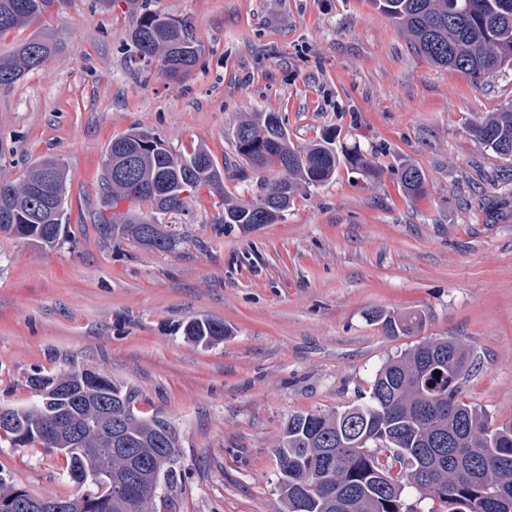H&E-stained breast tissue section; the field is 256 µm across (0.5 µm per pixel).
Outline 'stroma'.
Instances as JSON below:
<instances>
[{
  "label": "stroma",
  "instance_id": "stroma-1",
  "mask_svg": "<svg viewBox=\"0 0 512 512\" xmlns=\"http://www.w3.org/2000/svg\"><path fill=\"white\" fill-rule=\"evenodd\" d=\"M148 4L193 28L201 52L185 80L133 64L125 0H56L0 38V55L39 36L62 43L0 88V174L61 159L71 229L51 248L0 237V404L31 406L38 369L77 367L135 390L141 414L178 434L168 512H286L273 449L289 417L360 403L389 357L431 337L471 347L464 396L492 424L512 421V158L468 132L512 102V70L477 86L436 67L371 0ZM245 112L280 113L297 144L335 131L378 175L340 169L284 222L248 233L218 224L221 199L202 192L160 216L177 238L168 254L98 237L112 137L144 127L179 152L206 145L220 165ZM405 162L426 175L415 199L398 186ZM377 310L417 311L424 325L391 337ZM201 317L230 336L188 341L186 323ZM66 469L40 445H0V475L32 494H84Z\"/></svg>",
  "mask_w": 512,
  "mask_h": 512
}]
</instances>
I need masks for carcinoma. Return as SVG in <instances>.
<instances>
[{
    "label": "carcinoma",
    "instance_id": "cac0c4a2",
    "mask_svg": "<svg viewBox=\"0 0 512 512\" xmlns=\"http://www.w3.org/2000/svg\"><path fill=\"white\" fill-rule=\"evenodd\" d=\"M130 37L134 62L171 80L184 79L199 57L185 22L138 8ZM381 13L408 34L434 64L466 75L474 85L512 69V0H373ZM55 0H0V35L41 19ZM58 42L32 39L0 56V87L42 67ZM483 147L512 156V103L468 125ZM235 156L259 173L249 198H224L219 224L245 232L284 220L297 196L331 181L340 165L369 179L375 167L361 149L338 151L336 134L306 145L291 142L276 112H250L231 129ZM402 192L420 195L425 173L412 164L397 171ZM224 190V171L209 151L169 149L143 127L110 141L100 190L105 211L93 215L98 234L170 253L175 234L147 233L157 215L181 212L201 190ZM68 173L46 158L19 181L0 177V209L24 224L37 246H54ZM128 202L124 211L120 202ZM388 336H407L421 326L415 314H373ZM224 321L192 319L185 336L200 345L224 340ZM476 369L471 348L456 337L429 339L388 360L377 370L368 398L342 411L291 415L273 449L277 491L287 512H413L407 488L435 503L430 512H512V421L491 426L487 413L466 401L463 384ZM38 397L30 408L0 405L11 425L0 440L12 447L39 443L64 454L69 480L95 490L72 497L71 512H160L162 490L172 486L178 438L161 415L135 412L134 391L104 374L71 368L35 373ZM65 424L81 434L78 445ZM28 491L0 477V512H22Z\"/></svg>",
    "mask_w": 512,
    "mask_h": 512
}]
</instances>
